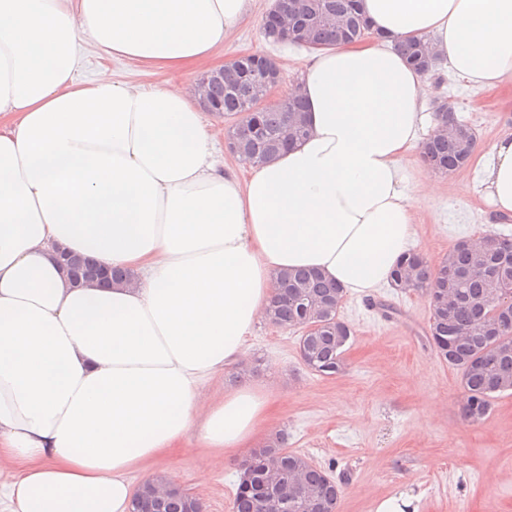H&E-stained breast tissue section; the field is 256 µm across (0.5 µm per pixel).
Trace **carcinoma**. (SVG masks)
<instances>
[{"mask_svg":"<svg viewBox=\"0 0 512 512\" xmlns=\"http://www.w3.org/2000/svg\"><path fill=\"white\" fill-rule=\"evenodd\" d=\"M299 22L307 28L321 47L354 42L370 34V27L361 10V0H292ZM429 42L423 38L397 42L398 51L413 68L425 73L433 68L427 59ZM252 60L243 58L224 74V84L210 89L213 101L223 105L225 116L246 111L252 97ZM306 105L298 97L291 111L271 109L253 114L263 128L257 139L244 128L240 136L241 150L260 167L279 156L290 146L285 133L288 126L307 133ZM475 138L467 123L457 119L452 108L445 112V124L424 143V161L434 171L449 173L470 161ZM495 252L486 254L480 268H475L470 247L457 242L438 265L432 266L418 252L404 255L393 270L394 286L402 291L423 290L430 296L432 315L429 342L438 354L457 369L465 391L462 406L466 423H481L491 410L495 394L512 391V325L502 322L508 310L498 309L489 299L484 307L475 306L478 296L488 292L484 280L500 266L501 258L512 255V235H496ZM277 293L267 314L283 328L303 323L314 324L313 331L299 340L303 364L321 376H332L344 369L345 360L339 343H348L352 331L338 316L343 300L341 288L326 281L314 270L298 269L275 274ZM278 462L284 478L296 476L308 494L306 498L288 500L287 512H336L340 488L327 473L308 460L281 448V440L255 451L247 459ZM252 480L261 492H238L233 499V512H265L269 490H278L269 475L255 468ZM146 494L137 504L139 509L157 512H188L195 507L184 490L160 477L143 484Z\"/></svg>","mask_w":512,"mask_h":512,"instance_id":"carcinoma-1","label":"carcinoma"}]
</instances>
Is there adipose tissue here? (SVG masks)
<instances>
[{"label":"adipose tissue","mask_w":512,"mask_h":512,"mask_svg":"<svg viewBox=\"0 0 512 512\" xmlns=\"http://www.w3.org/2000/svg\"><path fill=\"white\" fill-rule=\"evenodd\" d=\"M253 0H0V483L10 512H129L132 473L189 444L234 454L265 428L239 364L276 272L348 296L390 286L416 234L403 158L439 118L393 45L426 37L479 88L512 82V0H362L370 39L299 70L308 137L249 181L225 172L195 83L145 89L84 56L159 70L212 61ZM481 183L512 216V137ZM132 272L70 284L55 247Z\"/></svg>","instance_id":"obj_1"}]
</instances>
